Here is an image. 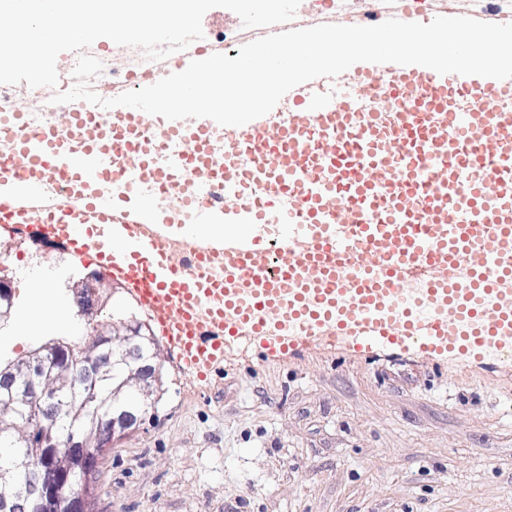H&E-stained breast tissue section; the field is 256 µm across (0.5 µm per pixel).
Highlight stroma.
<instances>
[{
	"label": "stroma",
	"instance_id": "35a3bbf8",
	"mask_svg": "<svg viewBox=\"0 0 512 512\" xmlns=\"http://www.w3.org/2000/svg\"><path fill=\"white\" fill-rule=\"evenodd\" d=\"M0 268L16 311L0 323L1 365L149 318L123 289L80 316L71 256L33 260L0 238ZM35 271L68 300L75 333L21 327ZM155 342L158 401L105 451L94 512H512V359L300 341L270 355L239 342L197 379Z\"/></svg>",
	"mask_w": 512,
	"mask_h": 512
}]
</instances>
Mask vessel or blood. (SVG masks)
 Masks as SVG:
<instances>
[{"mask_svg":"<svg viewBox=\"0 0 512 512\" xmlns=\"http://www.w3.org/2000/svg\"><path fill=\"white\" fill-rule=\"evenodd\" d=\"M327 78L301 84L290 108L229 127L224 159L207 151L209 123L184 124L116 108L102 137L93 107L58 108L68 137L28 133L0 112V222L50 225L80 264L121 280L154 313L182 368L205 377L230 341L284 349L295 335L414 343L426 351L512 355V79L448 77L361 62L327 96ZM193 148L157 171L139 132ZM120 154L159 193L129 209L135 187L107 164ZM68 198L49 201V182ZM199 181L224 184L206 223L288 225L269 240L207 238L196 227L182 258L155 217L179 187L194 207ZM124 242L114 250L113 242ZM420 285L408 290L411 273Z\"/></svg>","mask_w":512,"mask_h":512,"instance_id":"obj_1","label":"vessel or blood"}]
</instances>
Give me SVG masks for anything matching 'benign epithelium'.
<instances>
[{
    "label": "benign epithelium",
    "mask_w": 512,
    "mask_h": 512,
    "mask_svg": "<svg viewBox=\"0 0 512 512\" xmlns=\"http://www.w3.org/2000/svg\"><path fill=\"white\" fill-rule=\"evenodd\" d=\"M73 288L81 299L79 315L91 321L119 284L91 270ZM12 308L8 281L0 277V320L10 318ZM153 345L147 325L132 318L98 332L81 358L61 345H50L0 370V388L10 399L32 404L38 419L35 455H20L10 467L0 468V512H15L21 501L39 510L90 512L92 495L82 483L97 470L115 435L135 426L156 401L160 381ZM117 368L124 374L122 385L137 391L138 404L115 403L103 413L96 412L85 430L60 441L52 424L63 410L61 391L77 385L88 388ZM17 471L26 473L25 481L15 482Z\"/></svg>",
    "instance_id": "obj_1"
}]
</instances>
